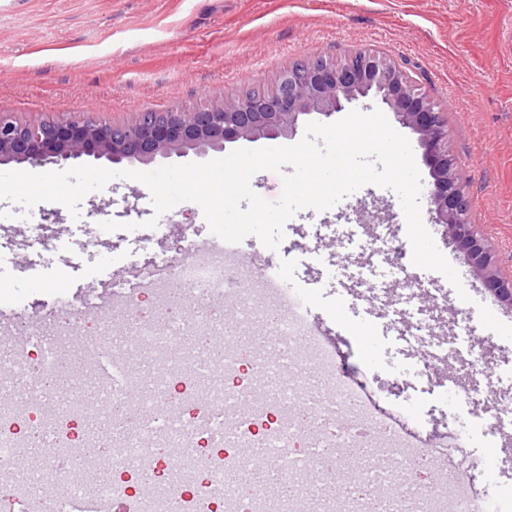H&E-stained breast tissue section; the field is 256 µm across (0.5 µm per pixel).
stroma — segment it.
I'll use <instances>...</instances> for the list:
<instances>
[{
	"mask_svg": "<svg viewBox=\"0 0 512 512\" xmlns=\"http://www.w3.org/2000/svg\"><path fill=\"white\" fill-rule=\"evenodd\" d=\"M358 48L406 65L447 110L448 148L470 197V222L490 237L502 272L512 274V0H0V114L19 122L64 117L129 123L147 110L264 91L292 63L336 59ZM152 217L149 188L124 178L88 193L76 219L58 202L26 211L0 199V310L39 317L56 310V297L64 293L91 317L115 285L138 282L139 268L156 255L177 259L184 230L211 249L219 241L193 202L159 216L167 234L145 250L130 228L71 259L33 250L26 240L31 224L46 225L49 238L67 239L92 224L129 226ZM385 231L407 234L399 198L391 189L366 185L330 209L296 212L283 228L291 255L256 237L240 247L291 266L310 294L312 327L338 352H353L369 388L390 373L412 382L392 407L425 419L423 392L431 382L418 379L408 356L463 328L473 346H485L488 330L474 304L432 271L425 287L448 298L447 309L433 314V333L412 340L404 353L383 345L380 317L405 323V293L369 249L375 234ZM312 247L344 266L341 281L321 279L311 265ZM486 348L473 370L512 407V379L496 378L512 364V340L499 336ZM463 456L480 468L477 490L494 498L512 488V433L497 432L449 454L454 462Z\"/></svg>",
	"mask_w": 512,
	"mask_h": 512,
	"instance_id": "stroma-1",
	"label": "stroma"
}]
</instances>
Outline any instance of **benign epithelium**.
Returning <instances> with one entry per match:
<instances>
[{"label": "benign epithelium", "mask_w": 512, "mask_h": 512, "mask_svg": "<svg viewBox=\"0 0 512 512\" xmlns=\"http://www.w3.org/2000/svg\"><path fill=\"white\" fill-rule=\"evenodd\" d=\"M418 134L433 179L429 195L435 223L462 252L486 290L512 307V277L501 273L497 251L469 224V201L456 160L448 151V113L394 60L373 49L344 52L340 60L317 58L284 70L264 93L246 99L226 95L193 109L141 113L130 124L72 118L18 123L0 115V164L65 165L83 157L151 163L159 157L222 151L239 140L292 138L305 116L330 117L368 96Z\"/></svg>", "instance_id": "obj_1"}]
</instances>
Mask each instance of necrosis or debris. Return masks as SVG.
I'll return each mask as SVG.
<instances>
[{
  "label": "necrosis or debris",
  "mask_w": 512,
  "mask_h": 512,
  "mask_svg": "<svg viewBox=\"0 0 512 512\" xmlns=\"http://www.w3.org/2000/svg\"><path fill=\"white\" fill-rule=\"evenodd\" d=\"M247 268L258 270L261 287H239ZM174 284L182 289L179 306L161 317L141 313V293L161 301ZM229 290L236 313L248 321L268 318L281 304L292 314L272 324L261 344L246 345L225 335L223 317L209 306ZM121 304L133 317L130 327L106 315L92 327L67 323L52 339L32 331L9 360L8 373L31 376L38 386L29 404H0V482L9 486L14 512H43L49 498L56 512H101L118 497L130 499L133 512H370L378 484L392 497L397 487L375 465L354 462L349 451L378 440L405 449L417 479L413 491L400 496L401 512H512L511 493L485 501L462 493L458 475H445L447 448L464 447L463 438L383 410L379 394L314 332L307 296L281 268H262L255 256L207 250L187 239L178 262L158 257L139 288L122 292ZM312 375L328 386L329 405L338 413L337 427L318 438L298 430L293 412L294 400L308 396ZM89 388L100 418L130 415L128 431L104 452L108 480L61 483L57 472L74 449L92 445L84 423ZM39 441L51 452L17 490L9 484L16 455ZM246 448L280 458L274 479L290 488L289 496L272 498L266 484L246 477ZM322 448L340 449L328 476L351 470V494L338 498L302 481ZM174 452L178 468H165ZM146 460L158 467L148 492L141 488Z\"/></svg>",
  "instance_id": "obj_1"
}]
</instances>
